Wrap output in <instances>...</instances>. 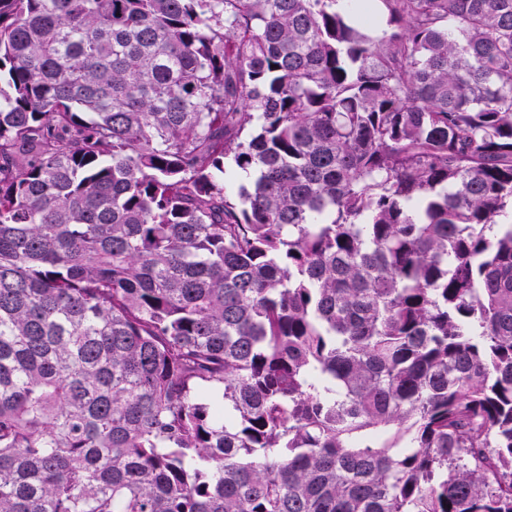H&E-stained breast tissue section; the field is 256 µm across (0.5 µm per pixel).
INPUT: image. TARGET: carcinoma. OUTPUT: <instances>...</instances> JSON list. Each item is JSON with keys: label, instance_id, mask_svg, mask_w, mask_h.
<instances>
[{"label": "carcinoma", "instance_id": "obj_1", "mask_svg": "<svg viewBox=\"0 0 512 512\" xmlns=\"http://www.w3.org/2000/svg\"><path fill=\"white\" fill-rule=\"evenodd\" d=\"M338 4L0 0V512H512V0Z\"/></svg>", "mask_w": 512, "mask_h": 512}]
</instances>
